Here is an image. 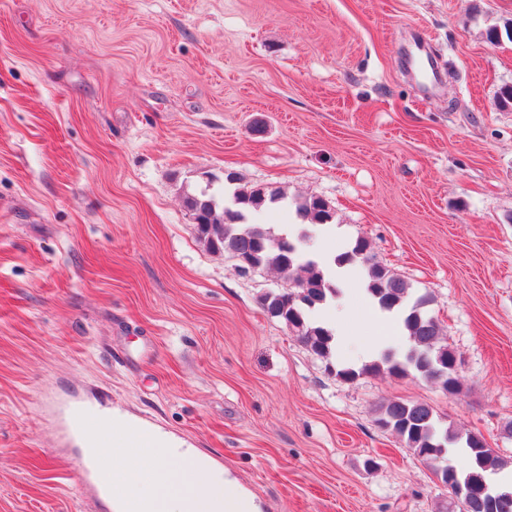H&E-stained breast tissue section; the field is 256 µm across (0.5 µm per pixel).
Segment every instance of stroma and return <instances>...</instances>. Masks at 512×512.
<instances>
[{
  "mask_svg": "<svg viewBox=\"0 0 512 512\" xmlns=\"http://www.w3.org/2000/svg\"><path fill=\"white\" fill-rule=\"evenodd\" d=\"M512 0H0V512H108L82 492L76 408L210 460L259 512H440L448 490L376 422L424 401L512 459ZM423 46L428 89L406 69ZM282 189L331 208L429 294L451 395L363 373L403 328L364 317L356 267L315 355L259 303L286 288L200 241L184 199ZM361 374L337 377L335 367Z\"/></svg>",
  "mask_w": 512,
  "mask_h": 512,
  "instance_id": "1",
  "label": "stroma"
}]
</instances>
